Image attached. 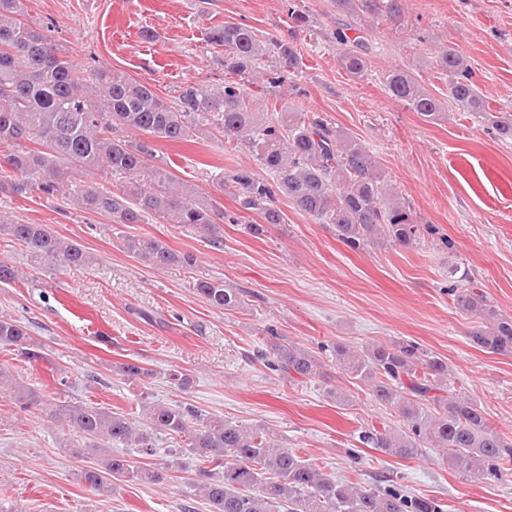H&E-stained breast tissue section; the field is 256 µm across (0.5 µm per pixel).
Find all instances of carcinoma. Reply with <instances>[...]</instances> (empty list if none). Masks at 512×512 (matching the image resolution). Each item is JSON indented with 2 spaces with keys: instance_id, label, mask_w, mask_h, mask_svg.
I'll return each mask as SVG.
<instances>
[{
  "instance_id": "1",
  "label": "carcinoma",
  "mask_w": 512,
  "mask_h": 512,
  "mask_svg": "<svg viewBox=\"0 0 512 512\" xmlns=\"http://www.w3.org/2000/svg\"><path fill=\"white\" fill-rule=\"evenodd\" d=\"M346 10L361 9L378 17L401 16V0H339ZM26 0H0V192L23 195L38 191L61 195L86 213L106 215L114 224H143L162 218L205 235L212 248L224 247L219 224H236L247 216L260 219L249 230L284 223L278 207L284 198L293 209L321 224L352 249L375 244L417 245L434 237L432 224H417L410 203L387 189L369 149L319 114L283 110L268 114L254 103L251 86L274 93L301 77L302 58L294 34L310 26L309 16L288 0V36L259 37L244 23L209 28L206 39L220 49L224 84L214 87L185 82L172 100L152 87L90 63L78 66L53 42V24L37 29L24 21ZM338 27L333 39L339 63L350 76L368 71V40ZM271 56L283 65L267 69ZM436 64L448 78V99L491 125L499 140H512V113L494 108L480 92L463 55L450 44L439 46ZM390 97L430 120L442 115L443 103L400 66L382 74ZM214 130L244 147L256 166H241L229 176L211 178L216 189H232L235 210L226 212L217 199L200 193L170 169L156 141L187 140ZM136 132L132 138L129 133ZM84 171L97 180L80 183ZM0 235L23 247L36 268L49 264L80 270L91 261L82 246L66 241L47 224L1 223ZM125 249L157 269L193 271L197 257L170 249L150 236L124 237ZM196 292L219 309L242 308L247 294L212 279H195ZM459 310L486 318L469 334L478 347L512 353V317L502 316L486 296L468 288H450ZM270 350L258 361L274 373L307 380L325 376L331 362L341 372L368 383L377 402L398 409L402 426L390 432L364 428L359 442L412 458L430 445L448 455L459 471L475 470L485 481L512 475V439L493 432L481 407L453 392L443 395L448 363L414 342L349 348L322 346L318 351L287 339L278 328L264 329ZM0 352L32 366L45 360L42 342L19 321L0 317ZM0 366V384L12 387L23 410L48 407L49 421L68 430L64 447L75 456L101 455L98 467L82 473L100 495L112 480L158 482L162 475L135 461L156 455L154 432L164 433L197 460L195 489L210 512H447L437 499L411 495L388 484L356 489L301 459L279 444L270 431L254 429L205 414L188 402H141L142 420L92 404L61 401L49 391L13 385ZM112 444L136 449L114 452Z\"/></svg>"
}]
</instances>
